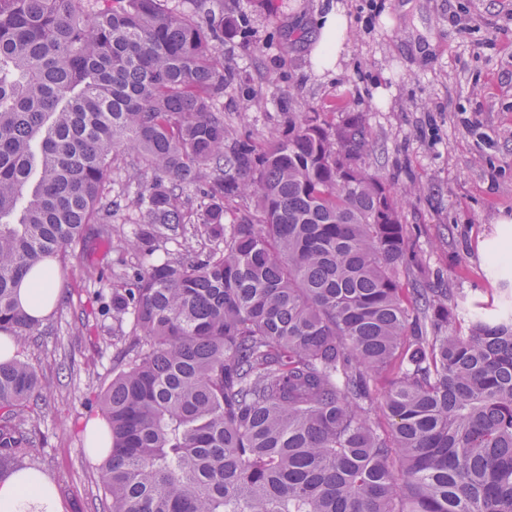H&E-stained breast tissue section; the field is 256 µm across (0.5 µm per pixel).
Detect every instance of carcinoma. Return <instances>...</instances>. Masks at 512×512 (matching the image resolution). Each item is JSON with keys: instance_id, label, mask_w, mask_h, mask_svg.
Segmentation results:
<instances>
[{"instance_id": "cac0c4a2", "label": "carcinoma", "mask_w": 512, "mask_h": 512, "mask_svg": "<svg viewBox=\"0 0 512 512\" xmlns=\"http://www.w3.org/2000/svg\"><path fill=\"white\" fill-rule=\"evenodd\" d=\"M189 2L0 0V332L25 345L22 279L110 231L121 155L144 235L215 243L189 261L131 243L106 512H512V295L461 315L420 287L397 198L419 187L363 165L362 122L290 107L264 139L233 128L242 76L218 56L247 26ZM40 391L23 356L0 362V468Z\"/></svg>"}]
</instances>
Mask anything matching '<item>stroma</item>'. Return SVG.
<instances>
[{
  "mask_svg": "<svg viewBox=\"0 0 512 512\" xmlns=\"http://www.w3.org/2000/svg\"><path fill=\"white\" fill-rule=\"evenodd\" d=\"M348 20L339 71L312 63L323 0H224L245 16L262 52L236 39L224 55L243 81L225 100L232 125L263 137L288 124V107L312 106L330 121L356 118L372 132L364 160L383 178L416 182L422 192L401 216L415 243L422 277L441 278L456 297L484 302L512 291V275L493 271L512 238V0H340ZM262 92L259 112L239 101ZM112 231L91 228L60 268V301L42 319L25 355L46 386L27 411L32 436L19 463L50 477L66 512H102L101 464L87 452L86 426L103 418L101 397L128 343L101 304L121 287L141 254V187L114 167ZM145 248L173 259L211 243L196 225L160 230Z\"/></svg>",
  "mask_w": 512,
  "mask_h": 512,
  "instance_id": "35a3bbf8",
  "label": "stroma"
}]
</instances>
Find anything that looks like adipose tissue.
<instances>
[{
    "label": "adipose tissue",
    "instance_id": "adipose-tissue-1",
    "mask_svg": "<svg viewBox=\"0 0 512 512\" xmlns=\"http://www.w3.org/2000/svg\"><path fill=\"white\" fill-rule=\"evenodd\" d=\"M318 42L314 51L318 71L336 70L345 40L347 22L338 5H324L317 16ZM59 291L55 281L27 275L19 288L22 307L34 317L47 316ZM0 512H65L54 483L39 471L28 469L0 480Z\"/></svg>",
    "mask_w": 512,
    "mask_h": 512
}]
</instances>
